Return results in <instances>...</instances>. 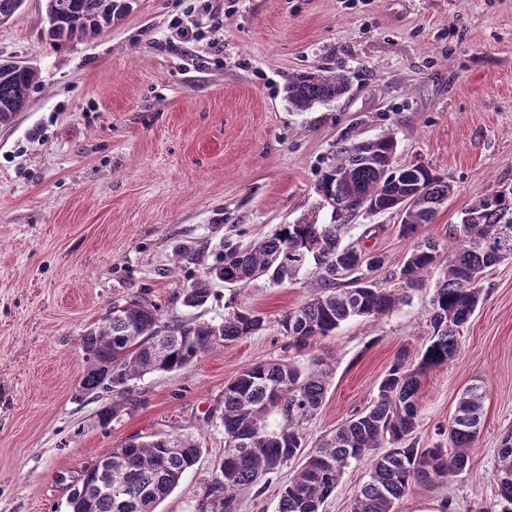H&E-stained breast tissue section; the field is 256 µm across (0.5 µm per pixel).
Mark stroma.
Segmentation results:
<instances>
[{
    "instance_id": "obj_1",
    "label": "stroma",
    "mask_w": 512,
    "mask_h": 512,
    "mask_svg": "<svg viewBox=\"0 0 512 512\" xmlns=\"http://www.w3.org/2000/svg\"><path fill=\"white\" fill-rule=\"evenodd\" d=\"M222 27L203 0H137L92 40L53 48L46 0H24L0 23V59L33 67L25 108L0 125V512H70L86 466L130 438L191 437L198 463L159 506L195 512L224 455L225 384L252 364L297 358L279 321L311 294L303 272L282 284L260 277L216 284L188 308L185 288L225 244L247 246L305 216L329 222L315 183L341 145L392 135L395 164L421 159L453 192L418 235L442 256L462 210L512 187V0H219ZM197 24L201 42L178 26ZM320 67L349 90L297 111L285 88ZM347 242L386 256L383 288L410 247L396 214L358 216ZM438 266L408 301L375 321L353 319L318 342L332 374L305 448L373 401L397 352L419 358ZM483 300L448 365L422 377L415 439L425 447L461 391L484 385V423L467 472L395 504L416 512H479L494 499L492 472L512 427V260L486 273ZM138 295L169 316L197 321L260 315L259 333L218 346L184 370L135 383L136 404L108 424L111 393L81 394L84 332L114 303ZM283 469L240 491L238 512H278Z\"/></svg>"
}]
</instances>
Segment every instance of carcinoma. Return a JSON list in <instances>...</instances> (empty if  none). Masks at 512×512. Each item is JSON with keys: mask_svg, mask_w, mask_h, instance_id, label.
I'll return each instance as SVG.
<instances>
[{"mask_svg": "<svg viewBox=\"0 0 512 512\" xmlns=\"http://www.w3.org/2000/svg\"><path fill=\"white\" fill-rule=\"evenodd\" d=\"M125 0H47L46 12L64 5L62 29L49 36L62 48L72 41L93 38L125 15ZM37 82L31 67L0 61V124H9L26 105ZM349 89L348 79L321 68L288 80V103L305 111L333 101ZM396 152L392 136L339 148L336 161L323 170L316 184L320 205L342 193L345 213L331 209L332 222L304 218L282 224L272 235L243 250H230L212 270L244 283L267 276L276 283L293 279L315 266L314 293L280 319L289 347L315 348L340 325L353 318H380L404 302L406 289L418 285L441 263L438 245L418 241L416 234L433 220L453 192L436 171L387 172L372 149ZM411 200L401 218V235L412 245L394 278L399 288H379L371 279L386 264L382 253L370 254L343 243L351 228L352 211L364 203L386 212L401 199ZM465 220L449 229L457 243L446 275L430 300L432 335L417 363L407 351L396 354L377 387L372 403L342 422L315 448L303 452L301 427L323 404L332 367L312 352L307 363L275 360L239 371L224 386L222 397L224 458L202 486L199 506L211 512H238V492L279 473L291 461L300 465L284 485L278 512H323L345 469L365 462L367 479L357 491L351 512H393L395 501L423 486L444 484L469 466L468 448L478 438L486 392L475 385L460 395L442 440L425 448L413 441L419 422L417 393L426 372L446 365L458 353L461 328L475 312L488 269L512 259V193L496 192L462 211ZM344 253L355 273L341 278L329 259ZM215 276L194 281L183 294V305L198 308L213 296ZM264 327L263 317L236 312L218 321L165 319L161 308L140 296L116 307L103 323L81 337L87 364L80 392L112 390L121 398L103 408L99 421L107 424L134 406L130 383L155 371L188 368L218 345L251 336ZM200 457L189 437L161 434L132 440L99 457L112 459L105 485H98L88 467L70 499L71 512H157L184 473ZM496 499L480 512H512V430L501 438L493 472Z\"/></svg>", "mask_w": 512, "mask_h": 512, "instance_id": "1", "label": "carcinoma"}]
</instances>
